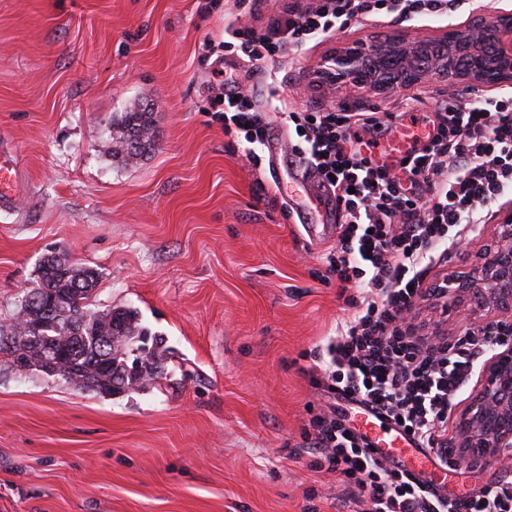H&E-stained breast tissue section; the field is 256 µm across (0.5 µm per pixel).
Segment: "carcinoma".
I'll return each instance as SVG.
<instances>
[{
  "label": "carcinoma",
  "instance_id": "cac0c4a2",
  "mask_svg": "<svg viewBox=\"0 0 512 512\" xmlns=\"http://www.w3.org/2000/svg\"><path fill=\"white\" fill-rule=\"evenodd\" d=\"M137 136L140 149L130 152L129 139ZM112 157L128 163L151 151L159 137L153 125L152 113L132 106L122 112L110 130ZM61 258H44L37 269V283L31 291L46 289V298L56 301L57 329L51 332L50 344L65 350V357L54 364L47 363L45 344L28 339L32 335L31 314L26 298H21L17 317L6 325L0 324V355L11 369L20 373L41 372L57 376L80 390L97 395L109 389L113 382L142 386L148 380L167 376L166 365H152L147 355L137 356L131 345L139 343L143 350L152 342L151 353L160 358V336L150 335L141 324L140 314L133 307L94 310L90 298L98 281V273L90 268L69 265L61 268Z\"/></svg>",
  "mask_w": 512,
  "mask_h": 512
}]
</instances>
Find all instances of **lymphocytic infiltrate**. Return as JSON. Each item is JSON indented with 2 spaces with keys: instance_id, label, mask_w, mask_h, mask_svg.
I'll return each mask as SVG.
<instances>
[{
  "instance_id": "1",
  "label": "lymphocytic infiltrate",
  "mask_w": 512,
  "mask_h": 512,
  "mask_svg": "<svg viewBox=\"0 0 512 512\" xmlns=\"http://www.w3.org/2000/svg\"><path fill=\"white\" fill-rule=\"evenodd\" d=\"M469 0H313L289 10L266 32L228 24L224 48L250 64L302 50L316 37L359 21L397 23L453 17ZM225 136L251 144L246 158L263 164L255 147L268 124L246 95L217 97ZM395 112H285L298 138L294 151L317 174L344 216L336 244L324 255L325 273L354 285V314L337 324L324 349L304 370L328 402L301 433L312 468L335 475L340 512H512V477L484 482L476 493L444 492L404 464L376 455L369 438L347 424L346 406L372 413L415 447L437 453L443 470L458 471L448 437L456 398L470 384L492 345L512 344V323L490 321L448 339L418 317L420 302L446 298L447 267L462 236L485 212L512 199V88L470 102L452 92L435 112L425 138H414L393 162L377 161V134L392 133Z\"/></svg>"
}]
</instances>
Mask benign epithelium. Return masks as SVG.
I'll return each mask as SVG.
<instances>
[{
  "mask_svg": "<svg viewBox=\"0 0 512 512\" xmlns=\"http://www.w3.org/2000/svg\"><path fill=\"white\" fill-rule=\"evenodd\" d=\"M512 35V13L478 11L462 26H450L429 38H413L399 29L336 50L333 69L311 71L312 82L345 84L356 80L367 91L389 94L428 79L469 86L512 83V49L504 40ZM438 42L445 53L427 55V43ZM455 291L471 292L488 308L512 313V224L500 225V240L475 279L456 282ZM36 318L35 336L56 327L52 306L31 298ZM486 383L473 404L461 415L454 447L463 456L486 462L512 448V350H492L484 365Z\"/></svg>",
  "mask_w": 512,
  "mask_h": 512,
  "instance_id": "1",
  "label": "benign epithelium"
}]
</instances>
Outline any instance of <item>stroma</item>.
I'll return each mask as SVG.
<instances>
[{"mask_svg":"<svg viewBox=\"0 0 512 512\" xmlns=\"http://www.w3.org/2000/svg\"><path fill=\"white\" fill-rule=\"evenodd\" d=\"M235 15L234 0H0V152L16 195L0 209V323L54 253L98 271L95 309L137 308L165 338L168 370L107 397L0 361V512H336L335 476L297 449L323 403L301 366L352 309L318 277L329 243L308 246L212 100L233 79L291 145L282 106L401 111L421 135L449 85L422 83L410 112L401 90L315 91L313 65L393 24L362 20L253 66L222 47ZM134 104L152 109L160 144L126 166L108 130ZM502 221L459 241L449 277L473 271ZM420 308L452 338L495 318L454 293ZM460 466L448 487L463 494L512 459Z\"/></svg>","mask_w":512,"mask_h":512,"instance_id":"35a3bbf8","label":"stroma"}]
</instances>
